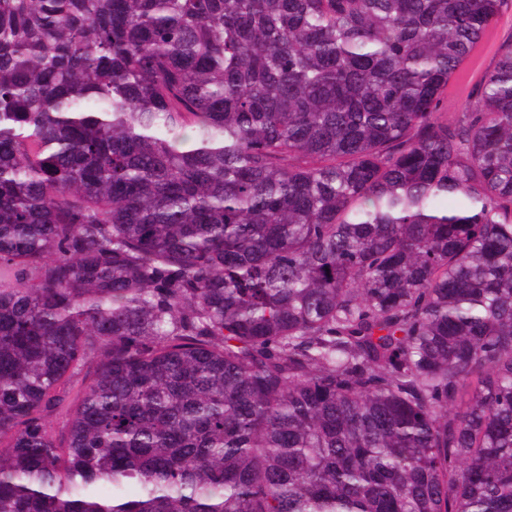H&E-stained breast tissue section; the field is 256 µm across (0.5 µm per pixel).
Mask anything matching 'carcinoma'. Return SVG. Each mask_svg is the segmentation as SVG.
I'll use <instances>...</instances> for the list:
<instances>
[{
    "mask_svg": "<svg viewBox=\"0 0 512 512\" xmlns=\"http://www.w3.org/2000/svg\"><path fill=\"white\" fill-rule=\"evenodd\" d=\"M506 8L0 0V512H512ZM512 39V10H504L487 28L469 60L449 82L448 115L465 111L475 100V91L495 66L500 48Z\"/></svg>",
    "mask_w": 512,
    "mask_h": 512,
    "instance_id": "1",
    "label": "carcinoma"
}]
</instances>
